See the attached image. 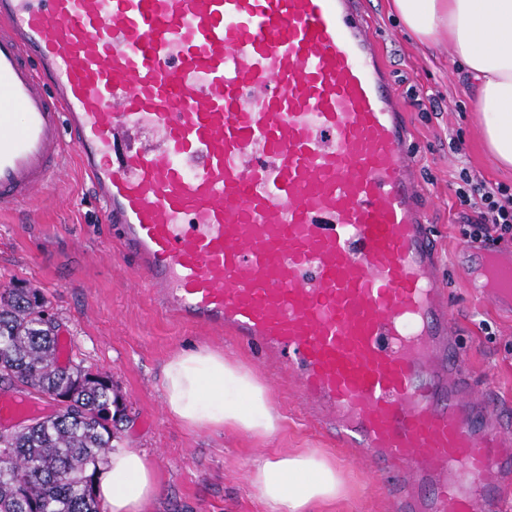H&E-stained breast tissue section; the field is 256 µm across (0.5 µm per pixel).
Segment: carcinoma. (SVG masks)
I'll list each match as a JSON object with an SVG mask.
<instances>
[{
  "label": "carcinoma",
  "mask_w": 512,
  "mask_h": 512,
  "mask_svg": "<svg viewBox=\"0 0 512 512\" xmlns=\"http://www.w3.org/2000/svg\"><path fill=\"white\" fill-rule=\"evenodd\" d=\"M58 327L39 289L0 288V389L54 402L47 414L0 427V512H102L93 477L123 408L108 376L81 361L59 364Z\"/></svg>",
  "instance_id": "carcinoma-1"
}]
</instances>
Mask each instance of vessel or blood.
I'll return each mask as SVG.
<instances>
[{
	"instance_id": "vessel-or-blood-1",
	"label": "vessel or blood",
	"mask_w": 512,
	"mask_h": 512,
	"mask_svg": "<svg viewBox=\"0 0 512 512\" xmlns=\"http://www.w3.org/2000/svg\"><path fill=\"white\" fill-rule=\"evenodd\" d=\"M75 151L179 321L291 373L395 512L512 498V428L453 334L412 126L360 0H0V213ZM468 284L512 307V256ZM25 406L0 397V425Z\"/></svg>"
}]
</instances>
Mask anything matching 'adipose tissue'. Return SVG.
Listing matches in <instances>:
<instances>
[{
  "label": "adipose tissue",
  "instance_id": "ef3b65f1",
  "mask_svg": "<svg viewBox=\"0 0 512 512\" xmlns=\"http://www.w3.org/2000/svg\"><path fill=\"white\" fill-rule=\"evenodd\" d=\"M391 8L420 42L447 37L478 84L483 138L495 161L512 168V0H391ZM163 376L167 411L188 427L268 438L280 426L266 387L221 353L181 352L165 363ZM249 485L265 512H319L346 494L335 463L310 450L262 457ZM94 492L104 512H147L156 488L145 455L113 450Z\"/></svg>",
  "mask_w": 512,
  "mask_h": 512
}]
</instances>
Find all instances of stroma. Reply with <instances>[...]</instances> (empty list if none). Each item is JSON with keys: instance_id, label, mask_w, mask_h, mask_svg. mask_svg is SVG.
<instances>
[{"instance_id": "1", "label": "stroma", "mask_w": 512, "mask_h": 512, "mask_svg": "<svg viewBox=\"0 0 512 512\" xmlns=\"http://www.w3.org/2000/svg\"><path fill=\"white\" fill-rule=\"evenodd\" d=\"M362 2L416 130L418 164L435 203L443 274L475 381L492 390L501 416L512 422V314L481 303L455 264L464 245L455 195L458 169L508 185L512 171L489 154L477 82L462 70L447 41L422 45L401 28L390 0ZM455 134L462 139L457 154L448 150ZM133 277L80 168L38 202L0 215V284L41 289L68 346L60 363L78 359L111 378L126 414L119 445L145 454L155 476L151 512H263L249 486L254 464L265 455L305 448L331 457L348 481V495L329 512H391L372 463L338 446L301 411L288 378H274L256 352L230 337L173 320L145 290L131 288ZM199 348L224 352L263 380L282 416L272 437L257 441L224 428L191 429L168 414L163 365L177 352Z\"/></svg>"}]
</instances>
